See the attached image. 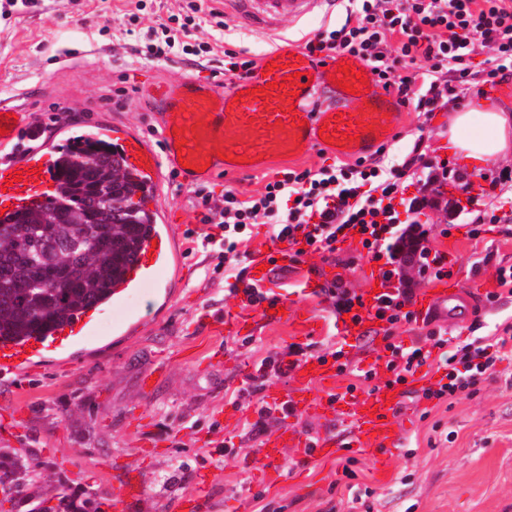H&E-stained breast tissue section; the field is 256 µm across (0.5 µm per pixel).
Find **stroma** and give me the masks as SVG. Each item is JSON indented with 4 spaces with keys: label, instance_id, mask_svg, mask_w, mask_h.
<instances>
[{
    "label": "stroma",
    "instance_id": "35a3bbf8",
    "mask_svg": "<svg viewBox=\"0 0 512 512\" xmlns=\"http://www.w3.org/2000/svg\"><path fill=\"white\" fill-rule=\"evenodd\" d=\"M179 5V0H143L139 7L133 0H33L9 19L0 18V98L22 103L29 124L42 125L48 138L56 133V115L64 113L71 134L98 136L100 124L110 120L159 145V128L142 105L145 88L160 78L210 80L224 69L225 49L256 60L272 46L266 35L233 22L223 31L193 30L190 44L213 48L206 66H198L194 55L160 60L145 55L155 30L169 23ZM449 118L446 112L427 118L406 111L384 163H401L418 139L427 159L448 160V181L434 190L441 206L421 216L437 227L429 246L452 254L462 287L493 291L496 266L512 263V236L498 224L482 225L476 238L470 230L478 215L512 197V183H490L502 161L478 164L449 148ZM334 161L311 151L298 160L277 158L247 174L208 176L201 183L218 194L232 188L246 197L284 169L314 170ZM161 192L163 204L177 213L174 233L185 247L168 299L152 300L146 291L131 296L125 309L143 322L130 334L115 332L117 316L107 314L87 344L0 377V451L31 448L52 459L51 483L67 482L78 495H113L134 485L130 512H186V499L195 500L194 512H256L262 501L270 503L271 512H504L512 504V359L498 364L473 399L430 411L425 401L406 396L396 415L404 444L394 450L386 473L350 448L324 460L289 447L282 451L278 472L264 473L259 459L265 439L246 434L244 425L255 420L260 404L289 400L296 384L286 374L240 401H232L231 393L245 388L255 360L266 353L286 352L292 343L324 349L335 332V317L319 282L340 276L356 289L372 265L356 261L359 245L348 241L332 261L312 254L271 269L276 293L301 316L319 318L325 326L321 334H297L286 322L266 326L256 306L250 325H241L235 317L239 301L228 295L215 259L201 245L210 227L197 218L191 187L168 175ZM447 201L462 204L457 218L444 213ZM443 224L449 227L445 236L439 232ZM312 265L319 279L310 278ZM216 314L224 318L220 336L206 329ZM430 328L452 346L471 335L468 324H428L420 318L401 324L395 336L409 346L422 342ZM383 346L382 333L348 334L346 374L330 387L312 385L314 407L269 421L268 433L289 426L306 439L321 441L332 434L348 439L350 423L328 398L345 393L352 383L357 396H365L369 384L356 373L368 369ZM437 421L442 427L436 432ZM225 440L237 453L218 467L212 456ZM353 455L361 473L357 487L349 490L340 479L343 460Z\"/></svg>",
    "mask_w": 512,
    "mask_h": 512
}]
</instances>
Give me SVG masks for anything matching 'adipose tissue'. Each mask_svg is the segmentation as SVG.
<instances>
[{
    "label": "adipose tissue",
    "mask_w": 512,
    "mask_h": 512,
    "mask_svg": "<svg viewBox=\"0 0 512 512\" xmlns=\"http://www.w3.org/2000/svg\"><path fill=\"white\" fill-rule=\"evenodd\" d=\"M448 141L481 162L512 157V111L482 99L472 101L454 113Z\"/></svg>",
    "instance_id": "obj_1"
}]
</instances>
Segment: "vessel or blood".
<instances>
[{
	"mask_svg": "<svg viewBox=\"0 0 512 512\" xmlns=\"http://www.w3.org/2000/svg\"><path fill=\"white\" fill-rule=\"evenodd\" d=\"M338 0H224V11L236 22L260 33H272L283 25H296L317 14L331 15ZM349 63L370 75L371 66L357 56L335 54L317 56L289 46L263 54L253 74L228 85H215L185 76L177 82L160 81L149 86L145 103L158 117L161 147L153 149L142 136L120 125L108 127L117 153L129 171L137 172L147 186L161 182L169 165H182V178L194 183L200 176L246 174L278 156L299 157L311 149H328L338 157L371 159L376 151L391 143L397 131L400 107L371 80L359 95L334 85L331 74L339 64ZM0 117L8 131L0 136V148L13 141L24 125L23 110L11 101H0ZM42 151L32 150L16 157L0 159V210L13 213L42 202L54 186L49 169L44 168ZM175 215L166 212L163 223L151 233L157 247L143 253L112 290L107 305L120 309L125 299L147 286L166 292L169 277L177 275L180 251L173 232ZM269 252L252 257L253 269L246 272V284L268 289ZM422 313L448 323L475 322L482 312V293L458 287L454 276L441 274L413 297ZM100 315L93 308L80 316L69 330L0 345V371L20 373L35 359L60 355L83 343L82 333ZM299 382L298 396H306L307 383L332 382L337 375L334 361L316 362L314 367L298 363L292 369ZM412 384L382 387L380 392L355 399L346 416L350 418L351 447L372 456L378 470H386L387 448H399L403 435L394 420L401 401L413 392ZM296 436L276 435L260 451L262 466L277 470L281 450L298 447Z\"/></svg>",
	"mask_w": 512,
	"mask_h": 512,
	"instance_id": "1",
	"label": "vessel or blood"
}]
</instances>
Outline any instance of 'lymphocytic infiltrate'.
<instances>
[{
  "label": "lymphocytic infiltrate",
  "instance_id": "lymphocytic-infiltrate-1",
  "mask_svg": "<svg viewBox=\"0 0 512 512\" xmlns=\"http://www.w3.org/2000/svg\"><path fill=\"white\" fill-rule=\"evenodd\" d=\"M305 48L313 55L360 56L402 107L427 116L461 103V86L477 51H486L493 62L489 78L512 77V0H352L344 23L307 41ZM421 169L427 172L423 187L448 180L447 161L428 163L416 145L391 167L375 160L287 169L245 199L233 189L217 196L200 186L192 205L200 209L201 223L215 226L205 240L218 248V260L229 270L240 263V247L257 224L271 226L273 241L288 242L294 263L309 253H335L339 244L357 240L359 259L376 263L384 286L375 308L387 324L386 371L394 382L406 383L427 365L433 349H440L444 378L424 387L422 397L441 404L474 398L498 363L512 357V324L493 341L476 336L450 352L436 335L429 351L393 342L398 324L416 318L403 265L416 264L427 281L444 265L443 256L432 255L427 245L431 225L418 218L422 198L405 195V181Z\"/></svg>",
  "mask_w": 512,
  "mask_h": 512
}]
</instances>
